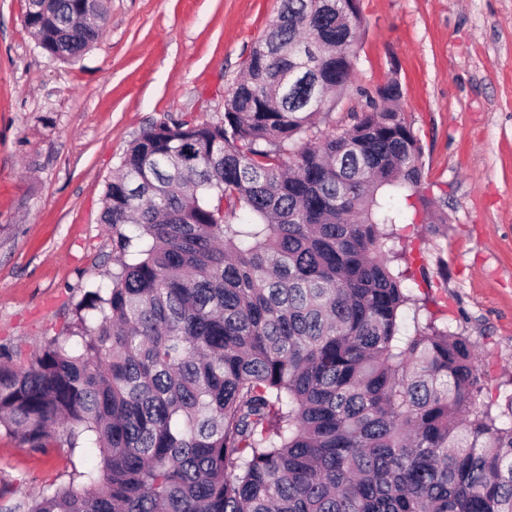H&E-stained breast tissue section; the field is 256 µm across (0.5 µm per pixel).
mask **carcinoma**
I'll list each match as a JSON object with an SVG mask.
<instances>
[{"instance_id": "carcinoma-1", "label": "carcinoma", "mask_w": 512, "mask_h": 512, "mask_svg": "<svg viewBox=\"0 0 512 512\" xmlns=\"http://www.w3.org/2000/svg\"><path fill=\"white\" fill-rule=\"evenodd\" d=\"M76 62L105 0H32ZM360 0H281L218 122L143 127L105 188L120 258L76 329L25 364L0 347V428L101 466L5 512H512V397L469 338L420 319L400 241L446 224L399 81L340 133Z\"/></svg>"}]
</instances>
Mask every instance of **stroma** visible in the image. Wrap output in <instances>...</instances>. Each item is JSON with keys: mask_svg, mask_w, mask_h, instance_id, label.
Instances as JSON below:
<instances>
[{"mask_svg": "<svg viewBox=\"0 0 512 512\" xmlns=\"http://www.w3.org/2000/svg\"><path fill=\"white\" fill-rule=\"evenodd\" d=\"M26 0H0V345L22 358L67 335L84 294L119 264L104 190L148 123L215 122L279 0H107L104 35L75 63L38 48ZM351 83L321 134L339 133L379 86L422 146L448 225L406 244L425 267L427 309L468 336L490 395L512 396V0H360ZM98 449L42 455L0 429V506L36 498Z\"/></svg>", "mask_w": 512, "mask_h": 512, "instance_id": "stroma-1", "label": "stroma"}]
</instances>
